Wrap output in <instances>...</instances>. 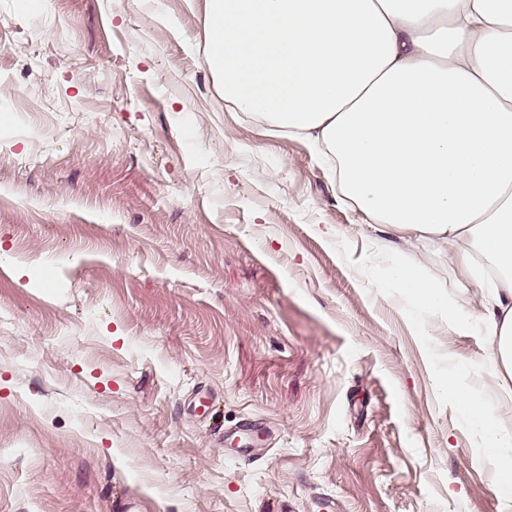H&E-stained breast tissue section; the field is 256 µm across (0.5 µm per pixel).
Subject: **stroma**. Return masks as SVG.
<instances>
[{
  "label": "stroma",
  "instance_id": "1",
  "mask_svg": "<svg viewBox=\"0 0 512 512\" xmlns=\"http://www.w3.org/2000/svg\"><path fill=\"white\" fill-rule=\"evenodd\" d=\"M205 0H0V512H512L378 233L205 60ZM463 307L447 255L397 242Z\"/></svg>",
  "mask_w": 512,
  "mask_h": 512
}]
</instances>
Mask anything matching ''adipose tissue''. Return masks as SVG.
Returning a JSON list of instances; mask_svg holds the SVG:
<instances>
[{
  "mask_svg": "<svg viewBox=\"0 0 512 512\" xmlns=\"http://www.w3.org/2000/svg\"><path fill=\"white\" fill-rule=\"evenodd\" d=\"M206 60L224 98L336 161L365 224L429 242L464 273L500 272L479 313L417 266L386 285L415 320L481 327L512 381V0H206ZM512 502V430L476 364L436 379Z\"/></svg>",
  "mask_w": 512,
  "mask_h": 512,
  "instance_id": "1",
  "label": "adipose tissue"
}]
</instances>
